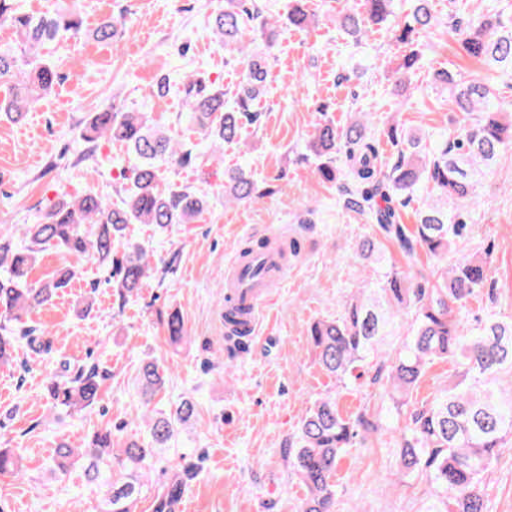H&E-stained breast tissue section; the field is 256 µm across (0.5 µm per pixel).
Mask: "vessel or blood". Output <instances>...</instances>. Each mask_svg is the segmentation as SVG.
Masks as SVG:
<instances>
[{
  "mask_svg": "<svg viewBox=\"0 0 512 512\" xmlns=\"http://www.w3.org/2000/svg\"><path fill=\"white\" fill-rule=\"evenodd\" d=\"M260 268V275H253V268ZM288 278V264L277 254L274 245L246 258L237 260L224 277L226 310L234 311L241 320L240 330L246 339H254L260 312L270 301L274 288Z\"/></svg>",
  "mask_w": 512,
  "mask_h": 512,
  "instance_id": "b4317fda",
  "label": "vessel or blood"
}]
</instances>
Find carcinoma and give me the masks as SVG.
I'll list each match as a JSON object with an SVG mask.
<instances>
[{
	"instance_id": "carcinoma-1",
	"label": "carcinoma",
	"mask_w": 512,
	"mask_h": 512,
	"mask_svg": "<svg viewBox=\"0 0 512 512\" xmlns=\"http://www.w3.org/2000/svg\"><path fill=\"white\" fill-rule=\"evenodd\" d=\"M366 2L370 17L378 23L394 14V0ZM434 22L432 0H412L404 21L391 27L393 41L408 48L394 68L397 86L403 91L423 68L417 42ZM1 24L14 29L20 50L0 47V117L19 123L58 79L56 67L41 59L40 49L59 36L79 32L81 22L74 0L41 14L20 11L17 0H0ZM341 26L354 43L361 42L363 19L345 14ZM275 29L257 4L224 0V10L213 18V30L225 51L247 58V70L231 97L200 74L182 83L188 122L198 126L205 138L237 144L241 127L258 121L253 106L265 94V60L249 46L257 33L271 41ZM448 33L460 34V47L468 57L512 77V20L478 14L463 29L457 23L448 26ZM92 36L114 45L119 42L112 21L103 22ZM436 81L449 87L461 114L456 134L427 145L394 120L387 127V139L396 148V160L390 165L380 159L376 141L361 119L340 128L324 118L314 126L304 159L314 160L321 181L344 182L345 207L378 225L385 237H395L405 256L423 252L443 266L434 282L416 285L405 270L382 272L377 287L357 288L342 317L314 323L309 338L325 372L341 382L356 381L365 375L368 360L376 358L392 317L412 313L411 335L390 365H378L374 382L384 381L386 394L401 408L408 405L409 395L435 361L452 360L460 371L439 396L410 411L409 423L400 434L398 464L407 473L429 470L437 495L427 512H488L486 474L503 445L512 442V396L504 397L498 382L501 370H512V321L491 317L475 328L465 326L460 313L485 287L490 266L487 259L475 256L450 261L448 253L454 240L467 232L470 203L481 180L499 153L512 147V121H503L490 85L477 79L456 80L447 71L436 73ZM83 138L89 143L100 138L119 141L135 156L136 164L123 187L125 197L121 205H111L93 187L75 198L62 197L45 211L40 223L21 226V244L0 243V267L6 272L0 277V362L12 359L20 341L31 346L38 340L35 328L13 336L7 324L48 304L76 275L71 268L60 278L29 281L46 248L112 260L119 295L125 298L137 293L152 271L145 248L124 244L127 226L153 224L164 229L170 224H192L208 208L207 197L189 185L160 188L163 166L202 163L206 155L153 125L146 112L115 105L95 112L83 129ZM341 152L346 156L344 169L336 165ZM425 182L433 185L435 197L418 211V224L408 234L396 222L392 203L411 201ZM273 192L271 187L259 188L242 167L224 181L226 202ZM357 252L365 260L380 261V247L370 238L359 242ZM167 333L173 343L184 338V323L178 315L169 318ZM138 379L147 440L116 448L112 431L104 427L94 431L82 448L67 444L55 448L57 464L51 473L67 474L66 461L86 462L85 475L102 493L101 512H135L141 470L194 416L195 404L189 398L167 412L151 407L152 398L166 383V370L157 361H143ZM105 380L97 367H80L67 379L49 377L47 391L53 407L78 412L97 404ZM369 426L363 415L343 416L334 398H319L310 406L299 422L293 462L307 490L301 512H333V478L341 457L357 443L360 429ZM21 472L17 449L0 448V474L17 477ZM187 475V469L174 474L156 512H175Z\"/></svg>"
}]
</instances>
